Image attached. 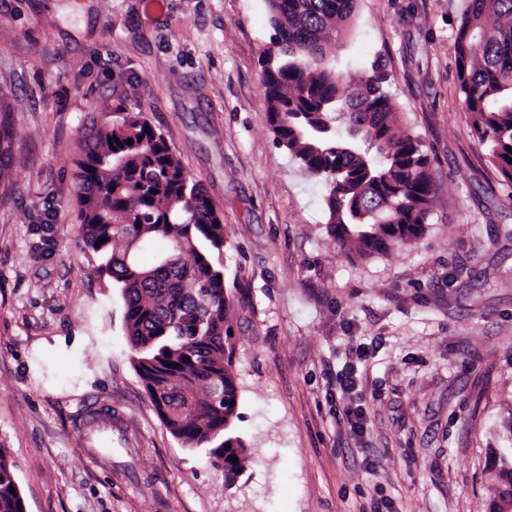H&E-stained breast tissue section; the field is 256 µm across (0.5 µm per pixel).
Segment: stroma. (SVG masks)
I'll list each match as a JSON object with an SVG mask.
<instances>
[{
	"label": "stroma",
	"instance_id": "35a3bbf8",
	"mask_svg": "<svg viewBox=\"0 0 512 512\" xmlns=\"http://www.w3.org/2000/svg\"><path fill=\"white\" fill-rule=\"evenodd\" d=\"M466 0H356L339 70L389 76L437 195L411 244L361 256L324 223L323 182L278 145L259 61L266 0H0V448L27 512H490L512 448V187L457 91ZM144 113L224 218L233 483L158 418L125 305L78 243L83 132ZM363 439L336 372L359 343ZM10 107L0 95V179L4 177V160L8 155L10 144L15 135V129L9 121Z\"/></svg>",
	"mask_w": 512,
	"mask_h": 512
}]
</instances>
